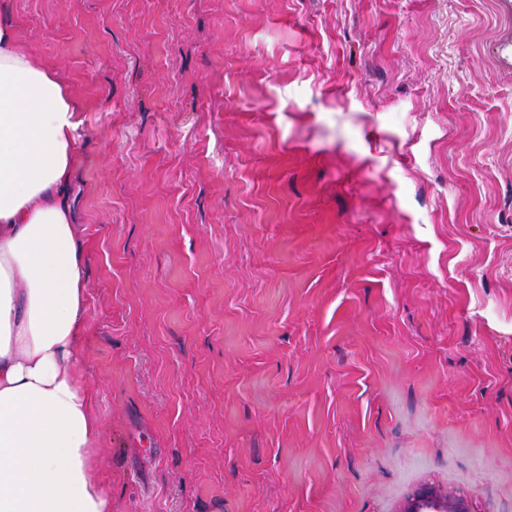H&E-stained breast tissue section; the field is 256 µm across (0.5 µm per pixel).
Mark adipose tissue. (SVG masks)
I'll return each mask as SVG.
<instances>
[{"instance_id": "ef3b65f1", "label": "adipose tissue", "mask_w": 512, "mask_h": 512, "mask_svg": "<svg viewBox=\"0 0 512 512\" xmlns=\"http://www.w3.org/2000/svg\"><path fill=\"white\" fill-rule=\"evenodd\" d=\"M78 110L0 14V512H112L76 366L86 304L71 206Z\"/></svg>"}]
</instances>
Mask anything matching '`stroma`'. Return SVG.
<instances>
[{
	"mask_svg": "<svg viewBox=\"0 0 512 512\" xmlns=\"http://www.w3.org/2000/svg\"><path fill=\"white\" fill-rule=\"evenodd\" d=\"M80 105L112 512H512V0H9ZM405 512H468L462 501L451 500L442 496L435 489L428 487L417 495L404 510Z\"/></svg>",
	"mask_w": 512,
	"mask_h": 512,
	"instance_id": "1",
	"label": "stroma"
}]
</instances>
